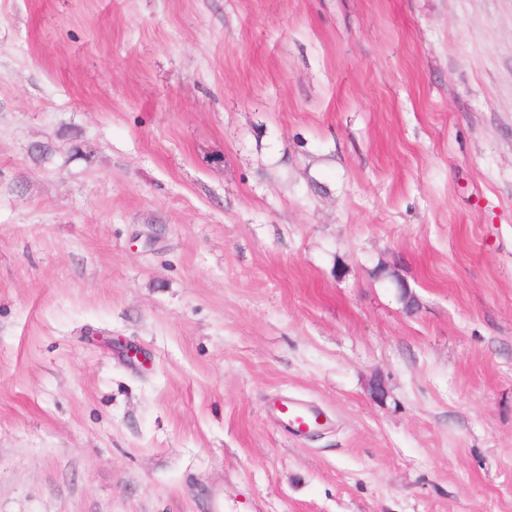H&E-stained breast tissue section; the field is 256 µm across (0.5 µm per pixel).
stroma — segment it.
Here are the masks:
<instances>
[{"label": "stroma", "instance_id": "1", "mask_svg": "<svg viewBox=\"0 0 512 512\" xmlns=\"http://www.w3.org/2000/svg\"><path fill=\"white\" fill-rule=\"evenodd\" d=\"M0 512H512V0H0ZM270 410L280 428L293 436H307L324 424V415L319 409L288 397L275 399Z\"/></svg>", "mask_w": 512, "mask_h": 512}]
</instances>
